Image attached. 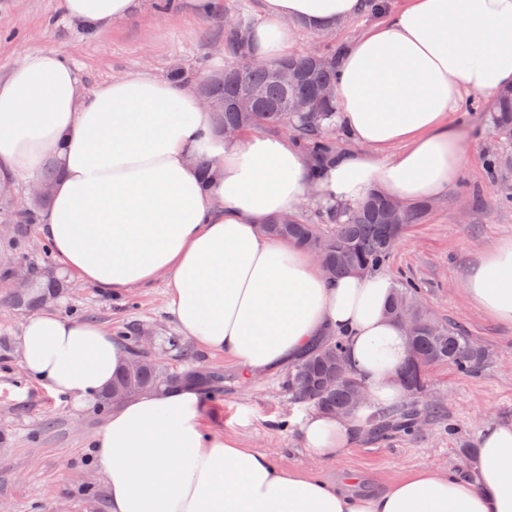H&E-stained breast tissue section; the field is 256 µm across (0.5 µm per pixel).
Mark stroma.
<instances>
[{
  "label": "stroma",
  "mask_w": 512,
  "mask_h": 512,
  "mask_svg": "<svg viewBox=\"0 0 512 512\" xmlns=\"http://www.w3.org/2000/svg\"><path fill=\"white\" fill-rule=\"evenodd\" d=\"M158 3L139 0L132 18L89 30L72 23L59 0H0V77L21 53L49 50L77 71L85 93L139 72L196 89L207 74L232 60L224 47L225 19L241 13L254 23L260 12V0H173L165 12ZM405 3L385 0V11ZM385 11L365 10L332 31L300 30L294 50L347 45L382 20ZM492 110L482 96L465 98L456 117L465 132L463 172L423 223L409 226L383 268L393 281L415 283L421 304L434 318L456 324L489 353L485 366L472 374L450 365L430 372L428 400L456 423V436L443 431V419L383 439L366 432L341 455L320 461L301 444L299 420L310 407L289 394L287 370L246 380L232 361L187 342L168 308L163 281L130 288L116 299L68 276L49 307L123 333L127 347L134 336L148 334L150 356L168 371L203 367L219 373L217 390L204 397L207 430L238 437L243 447L285 466L357 494L378 492L427 466L468 474L464 444L477 443L487 423L512 422V366L506 364L512 359V325L492 319L464 292L471 266L493 244L512 240V170L494 179L486 167L489 154L512 156V140L494 134ZM15 238L14 225L0 224V502L10 512H110L90 447L104 412L95 405L72 408L21 366L19 336L28 313L4 303L15 288L12 273L22 264L42 262L51 269L56 262L54 256L21 249Z\"/></svg>",
  "instance_id": "stroma-1"
}]
</instances>
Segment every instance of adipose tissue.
I'll list each match as a JSON object with an SVG mask.
<instances>
[{"label": "adipose tissue", "instance_id": "1", "mask_svg": "<svg viewBox=\"0 0 512 512\" xmlns=\"http://www.w3.org/2000/svg\"><path fill=\"white\" fill-rule=\"evenodd\" d=\"M136 0H61L73 22L129 19ZM362 0H264L250 54H291L297 26L330 30ZM512 86V0H408L357 38L337 71V118L354 143L313 166L294 142L227 138L191 87L138 73L80 91L58 53H24L0 79V183L53 163L41 233L61 271L111 295L162 279L179 331L256 377L333 334L369 404L400 401L405 330L387 313L384 274L325 278L312 254L265 236L270 218L310 201L352 207L380 192L411 205L444 196L466 160L450 116L464 94ZM211 162L202 170L200 158ZM470 300L512 324V241L466 282ZM21 365L72 407L96 400L128 354L104 325L30 315ZM359 416L307 415L300 435L324 460L350 447ZM111 512H512V424L484 427L472 474L425 467L358 495L207 431L198 391L146 392L92 439Z\"/></svg>", "mask_w": 512, "mask_h": 512}]
</instances>
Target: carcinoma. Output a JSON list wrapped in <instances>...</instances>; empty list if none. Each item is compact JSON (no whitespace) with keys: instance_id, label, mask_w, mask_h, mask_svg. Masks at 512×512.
I'll return each instance as SVG.
<instances>
[{"instance_id":"carcinoma-1","label":"carcinoma","mask_w":512,"mask_h":512,"mask_svg":"<svg viewBox=\"0 0 512 512\" xmlns=\"http://www.w3.org/2000/svg\"><path fill=\"white\" fill-rule=\"evenodd\" d=\"M246 32L247 22L243 18L228 28L224 45L236 62L207 75L200 85V91L216 102L222 103L243 89L237 80V70L238 63L249 55L245 50ZM273 64L298 71L301 74L298 84L286 87L273 79L270 68H253L247 72L246 82L261 90L259 101L250 112L226 110L214 113L216 125L220 130L226 127H239L244 131L287 128L311 157L321 163L330 156L325 131L336 122L333 101L321 99L312 111L296 115L287 112V101L297 91L313 92L319 86L333 84L336 54L293 55L275 60ZM492 124L499 134L512 138V87L500 92ZM47 201L46 197L37 199L29 208L10 216L17 224V238H25L27 225L35 223L38 212ZM388 201L386 196L374 192L354 209L329 210L327 218L336 225L329 234L322 233L319 225L309 224L297 216L288 217L286 224L273 218L263 225L262 231L312 253H321L325 272L331 277L349 273L355 266L362 268L364 273H374L384 266L394 247V226L402 229L415 224L428 210L426 204L406 207L390 220L386 215ZM59 291L60 284L55 281L48 289L44 288V283L33 281L29 288L11 296L9 303L29 310ZM419 293L420 288L412 283L395 286L388 306L390 315L399 317L403 307L418 301ZM412 341L420 359L401 371L406 401L398 408H379L368 416L371 430L378 437H386L400 429L414 431L418 429L419 421L435 414V409L426 403L431 367L448 364L462 373H469L477 371L489 359L488 352L460 328L425 316L419 317ZM132 354L138 356L140 370L132 374L119 372L112 380V389L124 391L130 397L148 390L186 384L210 391L218 379V375L208 370L199 372L196 377H178L138 348H133ZM357 384L358 380L344 362L343 343L338 338L315 344L288 374L291 396L328 414L349 406L351 391Z\"/></svg>"}]
</instances>
